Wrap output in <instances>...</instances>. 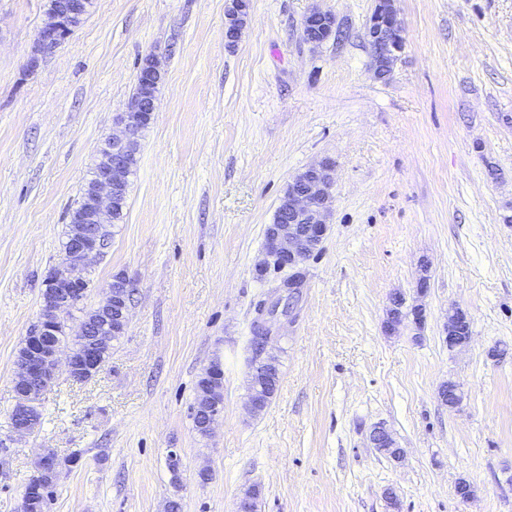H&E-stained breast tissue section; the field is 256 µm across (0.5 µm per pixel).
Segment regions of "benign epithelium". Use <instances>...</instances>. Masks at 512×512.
Returning <instances> with one entry per match:
<instances>
[{"mask_svg": "<svg viewBox=\"0 0 512 512\" xmlns=\"http://www.w3.org/2000/svg\"><path fill=\"white\" fill-rule=\"evenodd\" d=\"M45 18L35 42V48L27 61V70L34 71L40 56L58 48L92 13L93 0H47ZM250 8L245 13L225 12L224 38L229 49L236 47L249 19ZM307 43L318 47L336 33L335 16L318 9L310 11L302 22ZM368 35L377 65V73L385 77L391 70L396 53L402 49L403 30L394 7V0H378L369 20ZM162 57L149 52L142 60L137 81L147 89L159 85L163 79ZM158 97L146 101H130L117 124L121 134L106 137L100 148L101 160L95 170L91 186L88 214L73 225L64 249L62 264L50 272L49 295L43 299L39 327L25 336L26 352L17 361L18 373L15 391L20 396L14 432L20 436L31 433L40 415L39 400L50 386L49 377L54 372L60 344L51 341L55 325L75 301L80 289L87 285L86 272L99 253L105 249L100 244L108 224L112 223V203L117 197L121 179L127 170L126 147L137 136L142 121L152 122L157 109ZM332 165L325 161L312 165L296 175L288 183L281 212L286 223L267 227L269 244L256 270L264 272L269 267L288 271L270 292L258 313L260 347H266L272 330L268 323L288 319L296 308L300 288L304 284L303 260L321 246L327 233L326 218L331 210L334 181ZM464 311L448 308L446 339L451 349L468 346L470 337L453 336L457 318ZM111 331L101 329L95 339L79 347L70 348L67 367L70 377L78 382L86 381L99 372L100 350L109 341Z\"/></svg>", "mask_w": 512, "mask_h": 512, "instance_id": "benign-epithelium-1", "label": "benign epithelium"}]
</instances>
